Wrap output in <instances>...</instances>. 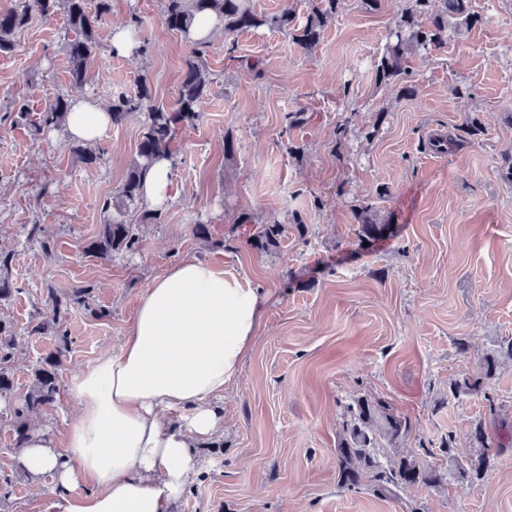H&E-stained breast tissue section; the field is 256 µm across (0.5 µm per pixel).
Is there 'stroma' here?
I'll return each mask as SVG.
<instances>
[{
  "instance_id": "obj_1",
  "label": "stroma",
  "mask_w": 512,
  "mask_h": 512,
  "mask_svg": "<svg viewBox=\"0 0 512 512\" xmlns=\"http://www.w3.org/2000/svg\"><path fill=\"white\" fill-rule=\"evenodd\" d=\"M403 4L340 0L309 50L265 27L208 41L212 85L198 124L177 135L172 199L160 224L129 212L140 236L130 257L88 258L83 248L124 180L142 115L107 130L95 143L102 164L84 165L64 133L34 135L12 111L19 99L41 111L67 91L63 13L35 17L16 52L0 55V243L14 252L16 288L0 314L23 333L16 395L58 343L25 333L48 289L93 288L92 310L67 318L64 383L118 350L141 295L182 259L237 274L267 297L253 348L214 400L224 426L193 449L197 475L171 512H512V360L500 361L488 393L449 391L512 339V0H470L474 26L411 55V97L375 77ZM134 14L147 53H112V29ZM99 40L84 97L105 103L144 84L173 106L194 44L167 31L163 0H112ZM290 112L301 122L287 124ZM448 134L453 145L436 148ZM366 202L392 233L363 245ZM32 224L47 226L51 250L27 241ZM259 224L283 225L276 248L250 246ZM362 395L408 417L403 448L441 483L392 499L340 486L336 432ZM478 422L493 441L486 477H448L449 456L476 455ZM11 441L0 418V512H54L50 477L17 466Z\"/></svg>"
}]
</instances>
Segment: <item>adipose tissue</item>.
<instances>
[{
    "label": "adipose tissue",
    "mask_w": 512,
    "mask_h": 512,
    "mask_svg": "<svg viewBox=\"0 0 512 512\" xmlns=\"http://www.w3.org/2000/svg\"><path fill=\"white\" fill-rule=\"evenodd\" d=\"M111 125L105 105L80 98L66 135L92 143ZM265 302L196 258L157 278L119 350L70 379L78 413L64 442L35 431L19 455L33 476H52L55 512H169L195 470L192 448L224 423L208 400L235 378ZM172 411L181 423L168 422Z\"/></svg>",
    "instance_id": "adipose-tissue-1"
}]
</instances>
